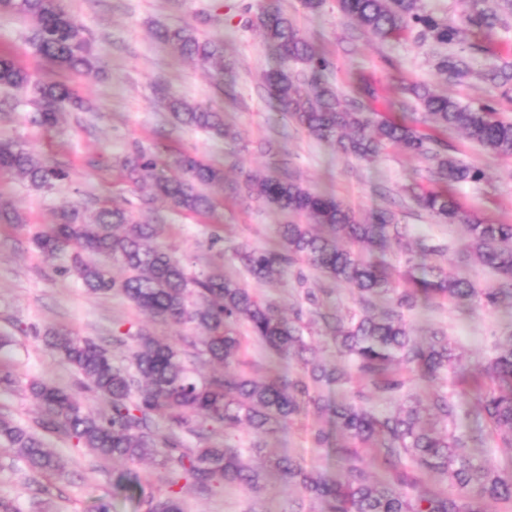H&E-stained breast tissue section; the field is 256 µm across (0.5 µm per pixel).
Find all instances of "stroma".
<instances>
[{
    "label": "stroma",
    "instance_id": "stroma-1",
    "mask_svg": "<svg viewBox=\"0 0 512 512\" xmlns=\"http://www.w3.org/2000/svg\"><path fill=\"white\" fill-rule=\"evenodd\" d=\"M248 2L63 0L68 13L92 38L101 71L89 75L49 69L30 41V22L0 13V54L11 55L33 81L68 84L86 103L84 110L64 113L58 126L47 131L32 121V88L0 87V137L21 143L69 173L49 191L16 176L0 175V199L9 201L24 220L20 226L0 224V339L7 343L0 360L14 379L12 385L0 384V414L23 424L39 418L40 411L25 390L33 379L77 389L73 370L45 345L46 329L91 338L119 357L128 348L117 345L115 339L129 330H142L178 346L184 338L201 336L192 325L146 316L122 296L88 292L67 272V260L39 254L30 242V232L55 223L61 207L78 206L90 218L105 200L127 203L135 220L156 225V245L173 250L186 263L206 258L284 314L304 307L303 290L291 273L261 282L233 254L241 243L256 248L276 244L278 227L288 222L287 214L217 187L211 190L215 207L204 216L192 217L162 202L149 210L141 208L139 189L126 183L120 168L123 157L137 145L157 156V171L165 176L176 174L174 161L187 152L223 165L231 180L244 173H274L297 179L314 191L334 194L362 214L389 209L407 224L411 237L448 247L444 262L448 273L467 274L482 287L496 282V275L481 265L458 264L455 251L463 239L459 225L437 223L417 205L413 186L430 184L426 161L393 147L368 160L346 156L274 110L261 73L275 60L261 37L240 25ZM281 6L295 18L303 36L334 60L326 80L350 98L358 85L371 84L377 97L369 107L379 115L405 118L418 131L429 132L421 108L407 91L409 85L425 84L467 103L495 99L498 110L512 117V99L496 97L481 80L446 83L434 68L439 48L432 41L418 40L411 33L379 41L345 19L335 0H327L314 15L302 9L300 0H281ZM159 24H187L202 37L223 41L225 56L235 64L232 87H225L215 72L177 58L155 37ZM160 87L223 112L225 123L240 136L238 143H225L177 124L156 99ZM447 141L450 154L485 173L481 182L456 189L460 203L480 219L512 224V158L494 155L455 131L448 133ZM267 142L276 148V155L261 153V144ZM406 320L418 336L437 328L447 331L457 354L472 366L486 363L494 342L512 335V313L462 308L445 301L428 312L408 314ZM241 359L244 371L255 377L300 370L295 361L272 357L249 336ZM437 390L454 397L458 405L455 431L464 436L470 454L495 467L512 463V448L496 445L488 422L476 413L474 398L462 395L453 375H441L430 384L411 380L404 396L425 403ZM325 424V418L311 409L285 430L263 437L268 459L287 456L303 467L335 472L334 456L315 448L311 440L312 429ZM43 440L64 463V476L35 474L15 454L0 450V498L15 501L22 512H95L103 501L111 502L112 512H138L139 493L166 487L167 470L160 458L135 464L140 489L120 490L115 486L120 465L98 459L58 431L44 433ZM303 498L299 489H286L279 475L271 472L261 493L239 485L214 495L187 488L182 504L184 512H291Z\"/></svg>",
    "mask_w": 512,
    "mask_h": 512
}]
</instances>
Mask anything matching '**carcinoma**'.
<instances>
[{
    "label": "carcinoma",
    "instance_id": "obj_1",
    "mask_svg": "<svg viewBox=\"0 0 512 512\" xmlns=\"http://www.w3.org/2000/svg\"><path fill=\"white\" fill-rule=\"evenodd\" d=\"M468 2L466 24L487 40L502 21L499 11H512V0H501L493 7L488 0ZM336 8L380 41L410 32L440 45L462 43L459 28L425 9L421 0H336ZM246 11L250 13L246 27L257 31L279 57L280 66L265 72L262 83L284 118L357 159L373 157L385 145L395 144L428 161L432 176L450 187L484 178L483 170L449 154L443 141L403 122L378 119L376 113L339 95L324 79L333 62L315 51L278 0L250 4ZM0 12L32 23L30 40L49 65L70 72L98 71L91 40L65 10L63 0H0ZM155 35L177 56L210 67L218 75L232 73L233 62L224 57V43L201 38L190 25L159 26ZM464 52L462 48L440 57L436 67L445 80L457 83L474 75L501 90V96H509L511 64L476 72ZM294 65L302 66L304 79L295 76ZM29 83V74L1 54L0 87L21 88ZM35 91L36 121L46 128L57 124L64 109L83 108V101L64 83H40ZM409 92L434 128L445 133L461 130L484 149L512 157V118L502 117L495 103L463 105L420 84L410 86ZM159 97L180 125L226 142L238 141V134L224 126L221 113L162 90ZM176 165L181 174L159 175L156 160L136 146L124 159L123 170L130 184L151 185L152 192L140 198L141 207L148 209L162 201L187 213H209L215 202L201 187L224 184V169L190 154L180 156ZM0 174L20 176L37 189H51L68 178L66 171L6 139H0ZM229 193L307 219L304 224L280 225L279 242L272 248L244 244L234 248L254 279L267 281L295 267L303 287L307 284L303 266L307 265L356 289L360 313L347 319L337 314L322 317L323 329L345 368L308 358L311 347L304 338L302 311L286 319L274 304L262 301L220 270L191 271L171 251L153 245L155 225L135 221L127 207L104 206L88 221L72 206L60 212L57 223L31 233L35 249L48 258L68 257L70 266L65 271L74 273L91 292L119 294L153 317L204 329L202 353L224 371L220 377L198 379L178 349L144 332L134 336L136 347L127 365L91 338L49 329L46 345L72 367L80 388L107 402L109 412L91 410L72 390L32 380L27 391L42 407V428L60 429L76 445L125 465L155 450L168 469L169 491L142 497L139 506L143 512H182L180 491L175 489L179 481L203 492L226 484L258 490L263 469L252 464V454L260 451L258 442L247 453L222 446L185 448L180 433L203 441L212 425L228 430L246 421L261 437L286 426L312 405L324 411L331 427L344 437V443L333 449L340 477L308 470L290 458L272 461L270 467L282 474L288 487L299 486L311 499L325 501L326 512H487L490 500L512 507V466L490 467L462 451V438L449 429L456 422L457 404L447 394L434 393L425 407L410 404L378 413L368 406L374 395L388 400L401 395L412 374L432 381L443 372H457L477 392L479 413L502 447H512V336L496 346L487 364L471 369L455 354L445 332L434 329L421 343L412 336L405 318L406 313L427 309L439 299L512 311V224L484 223L444 190L418 193L420 207L433 219L465 228L467 247L482 266L497 274L498 286L479 288L465 275L450 277L437 264L418 263V253L443 256L445 249L412 244L407 225L389 210L361 216L334 195L273 176L257 179L247 174L229 186ZM392 247L404 256L401 282L385 266L363 255L365 250ZM240 324L278 357L300 363L301 372L259 379L233 368L242 349ZM350 368L365 381V390L353 398L342 396L329 402L315 394L321 386L342 384ZM155 416L167 421V435L159 437L153 431ZM0 447L12 449L39 474L64 470L34 430L5 415H0ZM362 448L380 449L392 468L391 476L379 479L368 473L361 466ZM404 460L420 473L447 481L448 489L418 493V478L398 469Z\"/></svg>",
    "mask_w": 512,
    "mask_h": 512
}]
</instances>
